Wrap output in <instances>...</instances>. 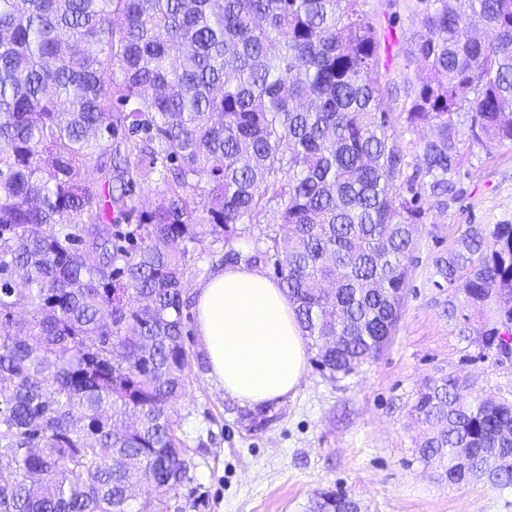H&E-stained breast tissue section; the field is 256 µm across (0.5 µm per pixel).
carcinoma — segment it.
Wrapping results in <instances>:
<instances>
[{"label": "carcinoma", "mask_w": 512, "mask_h": 512, "mask_svg": "<svg viewBox=\"0 0 512 512\" xmlns=\"http://www.w3.org/2000/svg\"><path fill=\"white\" fill-rule=\"evenodd\" d=\"M364 2L0 0V512H142L144 478L148 512H182L198 463L174 405L205 369L185 341L186 244L203 231L224 265L273 268L329 378L387 347L423 197H460L464 134L512 142V0H418L401 111L436 133L409 175ZM155 172L160 199L139 210L135 180ZM437 269L464 297L448 316H485L481 349L512 353V224L468 225ZM412 413L446 481L512 484L511 400L446 375ZM459 448L496 473L458 470ZM351 510L334 489L309 507Z\"/></svg>", "instance_id": "cac0c4a2"}]
</instances>
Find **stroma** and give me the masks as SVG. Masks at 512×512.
Listing matches in <instances>:
<instances>
[{"mask_svg": "<svg viewBox=\"0 0 512 512\" xmlns=\"http://www.w3.org/2000/svg\"><path fill=\"white\" fill-rule=\"evenodd\" d=\"M386 3L365 0V9L381 33L409 45L421 29L417 0H399L393 22ZM397 105L391 96L381 103L415 167L434 130L408 125ZM461 148L463 194L447 210L428 209L419 224L404 312L376 360L333 380L315 368V350L307 348L296 390L270 405L273 420L257 432L238 423L234 400L208 373L193 380L176 410L189 439L209 444L183 512H306L313 494L326 489L351 495L363 512H512V486L441 482L416 454L411 407L426 379L455 374L468 379L472 394H512V362L479 349L477 318L449 317L451 292L435 266L467 225L512 224V143L484 149L466 141ZM189 249L194 266L184 289L191 296L220 270L224 243L204 234Z\"/></svg>", "mask_w": 512, "mask_h": 512, "instance_id": "35a3bbf8", "label": "stroma"}]
</instances>
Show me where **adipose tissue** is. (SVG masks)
I'll return each instance as SVG.
<instances>
[{"mask_svg": "<svg viewBox=\"0 0 512 512\" xmlns=\"http://www.w3.org/2000/svg\"><path fill=\"white\" fill-rule=\"evenodd\" d=\"M194 311L209 375L226 394L258 407L295 390L306 341L276 280L243 263L225 267L197 288Z\"/></svg>", "mask_w": 512, "mask_h": 512, "instance_id": "obj_1", "label": "adipose tissue"}]
</instances>
